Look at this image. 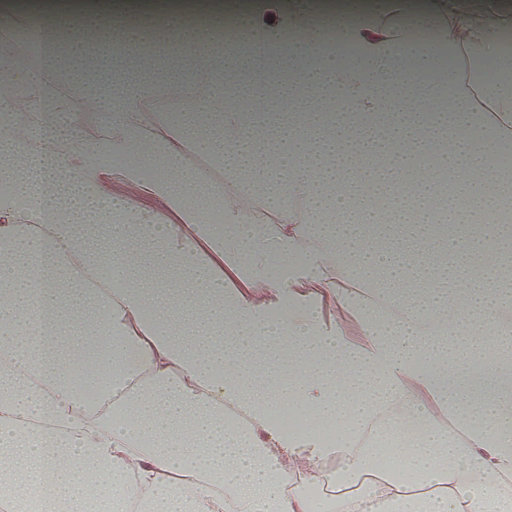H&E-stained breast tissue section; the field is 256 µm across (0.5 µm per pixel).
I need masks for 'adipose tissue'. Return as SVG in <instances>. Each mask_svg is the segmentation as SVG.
<instances>
[{"mask_svg": "<svg viewBox=\"0 0 512 512\" xmlns=\"http://www.w3.org/2000/svg\"><path fill=\"white\" fill-rule=\"evenodd\" d=\"M405 0L384 24L348 13L250 29L199 7L25 13L53 74L90 60L78 103L0 131L25 213L0 204V486L12 512L50 485L65 512H512V81L485 85L512 20L449 0L420 28ZM191 69L202 98L262 103L149 118L141 70ZM291 111L268 106L269 77ZM338 96L336 111H321ZM442 109L420 112L419 99ZM467 128L469 140L457 131ZM207 145L227 180L201 178ZM123 157L114 189L100 160ZM391 196L380 214L365 189ZM341 205H334L333 194ZM120 260L104 263L106 253ZM234 277L239 290L225 289ZM310 288L357 310L362 333L282 317L253 291ZM108 359L105 370L88 362ZM276 386L256 387L257 366ZM304 413L308 430L286 434ZM423 433L397 439L413 422ZM306 470L286 482V462ZM107 485V495L94 493Z\"/></svg>", "mask_w": 512, "mask_h": 512, "instance_id": "obj_1", "label": "adipose tissue"}]
</instances>
